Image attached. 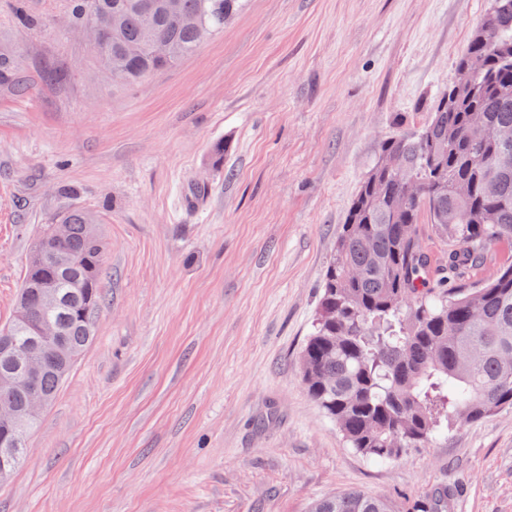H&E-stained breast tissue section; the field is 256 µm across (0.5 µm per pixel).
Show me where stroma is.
<instances>
[{
    "label": "stroma",
    "instance_id": "35a3bbf8",
    "mask_svg": "<svg viewBox=\"0 0 512 512\" xmlns=\"http://www.w3.org/2000/svg\"><path fill=\"white\" fill-rule=\"evenodd\" d=\"M492 0H249L127 86L94 79L68 0H0V326L43 225L95 213L96 338L0 480V512H311L357 491L512 512V409L368 461L301 353L381 141L415 132Z\"/></svg>",
    "mask_w": 512,
    "mask_h": 512
}]
</instances>
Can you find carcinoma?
Wrapping results in <instances>:
<instances>
[{"mask_svg": "<svg viewBox=\"0 0 512 512\" xmlns=\"http://www.w3.org/2000/svg\"><path fill=\"white\" fill-rule=\"evenodd\" d=\"M71 0L70 24L93 32L100 67L127 84L172 66L245 10L246 0ZM473 56L479 72L466 70ZM457 76L435 98L418 133L385 139L353 199L321 285L313 332L302 351L313 400L350 446L369 460L396 461L458 427L512 409V261L490 280L459 287L490 246L512 243V0L492 6L457 62ZM426 216L448 239L439 276L419 243ZM68 227L58 251L69 262L28 265L8 326L14 344L57 327L65 351L39 374L52 402L91 344L102 304L105 244L85 211L58 218ZM58 296L40 304L38 275ZM22 391L0 388V404L22 409ZM313 512H389L385 500L350 492ZM418 512H448V493Z\"/></svg>", "mask_w": 512, "mask_h": 512, "instance_id": "1", "label": "carcinoma"}]
</instances>
